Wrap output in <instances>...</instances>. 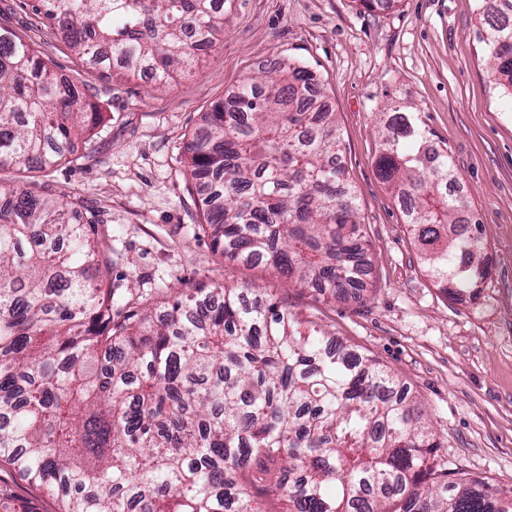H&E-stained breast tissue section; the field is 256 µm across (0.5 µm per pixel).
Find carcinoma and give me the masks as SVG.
Segmentation results:
<instances>
[{
	"mask_svg": "<svg viewBox=\"0 0 512 512\" xmlns=\"http://www.w3.org/2000/svg\"><path fill=\"white\" fill-rule=\"evenodd\" d=\"M39 2L91 67L161 83L224 29L217 0ZM479 10L512 101V0ZM317 86L293 61L247 77L203 114L187 161L224 261L336 300L365 287V234ZM99 120L86 88L0 28V172L56 165ZM385 130L377 170L412 200L428 276L480 297L488 255L479 225L452 230L466 200L448 151L414 112ZM91 231L33 182L0 181V467L59 512H512V489L438 462L429 419L384 364L255 284L124 303ZM0 512L33 509L0 481Z\"/></svg>",
	"mask_w": 512,
	"mask_h": 512,
	"instance_id": "1",
	"label": "carcinoma"
}]
</instances>
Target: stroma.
<instances>
[{
	"label": "stroma",
	"instance_id": "1",
	"mask_svg": "<svg viewBox=\"0 0 512 512\" xmlns=\"http://www.w3.org/2000/svg\"><path fill=\"white\" fill-rule=\"evenodd\" d=\"M38 0H0V27L29 41L57 71L87 83L104 115L68 159L36 172L43 194L95 221L118 294L136 302L168 287L256 283L300 317L377 357L433 422L450 468L512 487V102L490 79L477 0H224L220 42L165 85L117 67L88 71ZM290 57L316 71L335 112L342 162L366 229V290L329 301L262 267L226 263L203 220L185 163L203 112L267 62ZM416 108L447 148L492 259L480 299L452 300L424 270L389 183L376 169L387 107Z\"/></svg>",
	"mask_w": 512,
	"mask_h": 512
}]
</instances>
